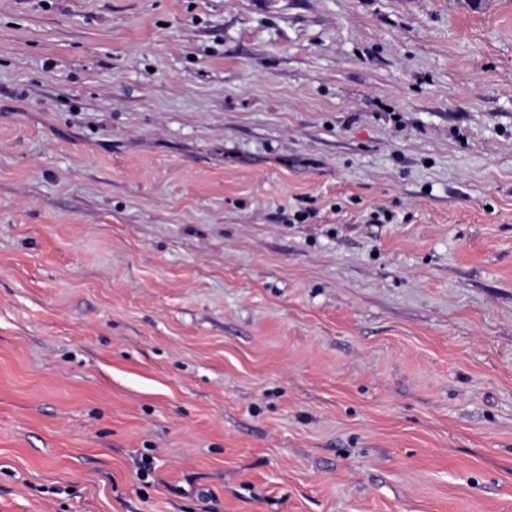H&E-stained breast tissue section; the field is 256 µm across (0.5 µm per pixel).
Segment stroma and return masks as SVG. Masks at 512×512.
Wrapping results in <instances>:
<instances>
[{
    "label": "stroma",
    "mask_w": 512,
    "mask_h": 512,
    "mask_svg": "<svg viewBox=\"0 0 512 512\" xmlns=\"http://www.w3.org/2000/svg\"><path fill=\"white\" fill-rule=\"evenodd\" d=\"M0 512H512V0H0Z\"/></svg>",
    "instance_id": "obj_1"
}]
</instances>
